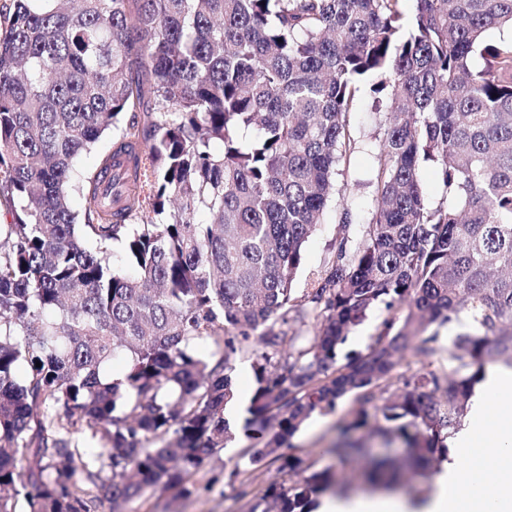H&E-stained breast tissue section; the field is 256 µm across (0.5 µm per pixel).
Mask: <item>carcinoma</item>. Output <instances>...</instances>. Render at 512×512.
<instances>
[{
    "mask_svg": "<svg viewBox=\"0 0 512 512\" xmlns=\"http://www.w3.org/2000/svg\"><path fill=\"white\" fill-rule=\"evenodd\" d=\"M402 2L0 7V512L189 497L236 433L251 470L277 464L248 512H314L345 480L284 449L348 394L345 431L401 442L422 477L448 457L486 366H512V39L484 42L512 26V0H413L409 16ZM367 84L384 106L372 217L297 297L324 211L337 199L354 220L335 176ZM113 128L99 167L75 175ZM114 241L132 273L111 267ZM380 305L374 344L341 354ZM461 314L471 330L448 368L439 329ZM308 317L311 344L284 347L278 327ZM409 354L436 361L398 371ZM245 356L255 386L233 426ZM116 360L120 379L106 374ZM365 451L347 441L336 457ZM401 475L380 459L367 478L390 491Z\"/></svg>",
    "mask_w": 512,
    "mask_h": 512,
    "instance_id": "1",
    "label": "carcinoma"
}]
</instances>
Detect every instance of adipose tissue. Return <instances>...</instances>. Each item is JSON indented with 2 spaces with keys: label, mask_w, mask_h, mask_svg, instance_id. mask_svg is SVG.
<instances>
[{
  "label": "adipose tissue",
  "mask_w": 512,
  "mask_h": 512,
  "mask_svg": "<svg viewBox=\"0 0 512 512\" xmlns=\"http://www.w3.org/2000/svg\"><path fill=\"white\" fill-rule=\"evenodd\" d=\"M470 415L473 430L455 439L426 512H512V375L488 371ZM491 467L493 484L485 479Z\"/></svg>",
  "instance_id": "1"
}]
</instances>
